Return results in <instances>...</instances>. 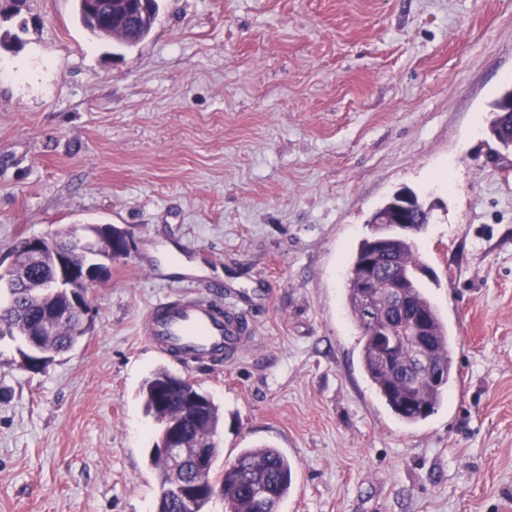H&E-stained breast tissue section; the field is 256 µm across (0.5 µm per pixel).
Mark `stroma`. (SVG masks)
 <instances>
[{
    "mask_svg": "<svg viewBox=\"0 0 512 512\" xmlns=\"http://www.w3.org/2000/svg\"><path fill=\"white\" fill-rule=\"evenodd\" d=\"M512 0H160L143 42L75 0H0V269L21 239L109 224L127 247L89 330L39 370L0 337V512H156L164 366L219 405L220 459L294 466L277 512H512ZM430 210L423 286L454 378L400 421L366 378L347 272L396 191ZM249 332L219 368L148 345L183 279ZM150 1L148 10H142L140 2L138 3L139 20L137 13L131 7H126L125 21L129 26L138 22L135 28L124 26L119 21L112 24L109 0H75L76 17L79 23L96 37L112 40L120 46L131 47L148 38L156 23L160 10L159 0ZM493 117L490 122V132L502 141L512 139V90H507L494 104ZM173 375L167 369L159 368L145 381L142 389L147 413L153 415L161 425L167 416L174 413L182 399V395L169 388Z\"/></svg>",
    "mask_w": 512,
    "mask_h": 512,
    "instance_id": "obj_1",
    "label": "stroma"
}]
</instances>
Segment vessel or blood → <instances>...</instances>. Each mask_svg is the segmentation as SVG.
<instances>
[{
	"mask_svg": "<svg viewBox=\"0 0 512 512\" xmlns=\"http://www.w3.org/2000/svg\"><path fill=\"white\" fill-rule=\"evenodd\" d=\"M243 320L233 305L185 294L151 306L143 332L147 342L162 352L218 363L241 344L246 332Z\"/></svg>",
	"mask_w": 512,
	"mask_h": 512,
	"instance_id": "vessel-or-blood-1",
	"label": "vessel or blood"
}]
</instances>
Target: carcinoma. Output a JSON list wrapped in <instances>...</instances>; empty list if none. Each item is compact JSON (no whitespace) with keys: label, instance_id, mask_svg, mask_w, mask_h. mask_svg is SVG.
<instances>
[{"label":"carcinoma","instance_id":"obj_1","mask_svg":"<svg viewBox=\"0 0 512 512\" xmlns=\"http://www.w3.org/2000/svg\"><path fill=\"white\" fill-rule=\"evenodd\" d=\"M109 5L110 0H75L76 17L96 37L124 47L137 45L148 38L160 10L159 0H151L148 9L139 10L136 27L129 28L119 21H110ZM492 114V135L502 142L511 140L512 90L506 91L495 102ZM368 246L367 239L360 243L352 259L347 288L350 313L361 332L359 344L363 371L393 413L402 422L414 425L434 414L443 401L453 375L452 339L448 336V329L437 308L418 280L414 281L413 287L407 289L409 305L404 313L396 317L390 313L389 286L392 279L404 278L422 265L412 237L390 235L380 254L381 274L372 283L371 306L362 302L357 267L359 257ZM50 270L51 266L47 264L31 272L30 287L16 289L13 307L0 314V336L6 331L13 332L17 327L36 330L44 320L56 314L61 315L70 306L71 297L66 292H58L53 296L30 294V289L37 287ZM417 312L427 317L431 327L429 341L447 364L445 375L435 384L410 370L413 362V344L410 342L401 343L399 359L392 367H386L375 356L377 338L373 336L374 324L385 319L389 328L395 332L399 325L408 324ZM78 343L76 322L71 316L58 319L53 336L38 337V346L50 361ZM172 378V372L159 368L145 381L142 389L147 413L160 423L173 414L182 399V395L169 388ZM221 423L220 408L213 402L207 422L185 429L187 444L192 448L212 447ZM238 461L239 466L222 470L220 478L224 483L226 512H273L279 501L290 491L293 472L291 461L278 449L268 446L246 448L238 454ZM259 487L266 491L261 499L256 496Z\"/></svg>","mask_w":512,"mask_h":512}]
</instances>
